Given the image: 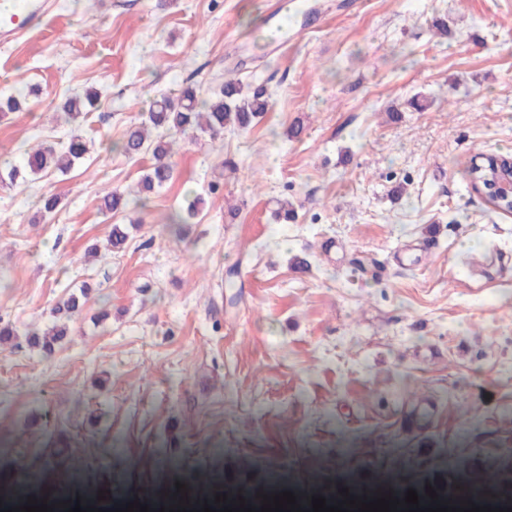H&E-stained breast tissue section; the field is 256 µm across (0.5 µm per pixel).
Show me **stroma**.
I'll return each mask as SVG.
<instances>
[{
    "mask_svg": "<svg viewBox=\"0 0 512 512\" xmlns=\"http://www.w3.org/2000/svg\"><path fill=\"white\" fill-rule=\"evenodd\" d=\"M53 2L0 45V95L39 90L0 116V162L64 141L66 97L100 104L70 172L0 184V503L512 490V214L466 173L512 154V0H297L279 48L273 0ZM230 71L266 85L261 121L177 134L173 180L101 212L151 165L118 147L150 98ZM83 288L67 335L31 346ZM131 199L118 189L104 190L100 198V209L109 214L124 212L128 209Z\"/></svg>",
    "mask_w": 512,
    "mask_h": 512,
    "instance_id": "1",
    "label": "stroma"
}]
</instances>
